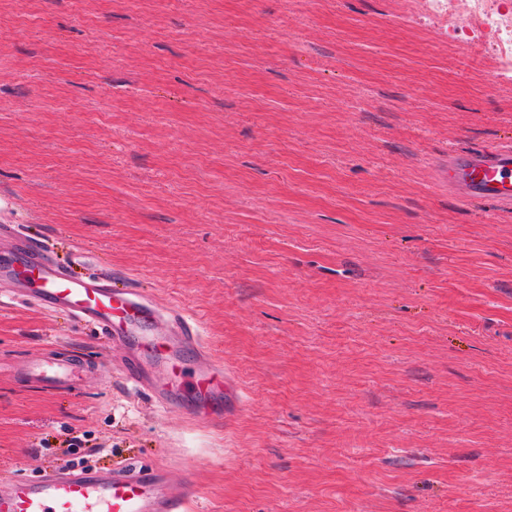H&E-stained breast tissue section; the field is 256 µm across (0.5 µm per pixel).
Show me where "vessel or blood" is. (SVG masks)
<instances>
[{
    "mask_svg": "<svg viewBox=\"0 0 512 512\" xmlns=\"http://www.w3.org/2000/svg\"><path fill=\"white\" fill-rule=\"evenodd\" d=\"M444 179L450 191L473 200L512 205V146L470 154H449ZM31 297L37 304L69 312L103 336L127 341L133 350L124 369L135 387L150 391L159 407H201L209 422L221 420L219 406L237 400L235 378L216 366L188 370V360L207 358L197 321L172 306L159 310L141 290L109 276H78L65 271L41 245L18 243L0 252V284ZM170 330L154 333L157 319ZM165 373L169 386L153 382ZM73 364L46 361L30 375L41 386L56 388L71 381ZM196 496L191 484L173 488L161 467L128 464L115 470L56 468L34 478L0 480V512H187Z\"/></svg>",
    "mask_w": 512,
    "mask_h": 512,
    "instance_id": "obj_1",
    "label": "vessel or blood"
}]
</instances>
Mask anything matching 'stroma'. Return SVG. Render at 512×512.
<instances>
[{"instance_id":"1","label":"stroma","mask_w":512,"mask_h":512,"mask_svg":"<svg viewBox=\"0 0 512 512\" xmlns=\"http://www.w3.org/2000/svg\"><path fill=\"white\" fill-rule=\"evenodd\" d=\"M0 29V225L195 317L243 399L163 411L123 345L0 295V478L135 461L192 512H512V207L439 177L512 142L488 38L422 0H0ZM43 359L83 369L47 390Z\"/></svg>"}]
</instances>
